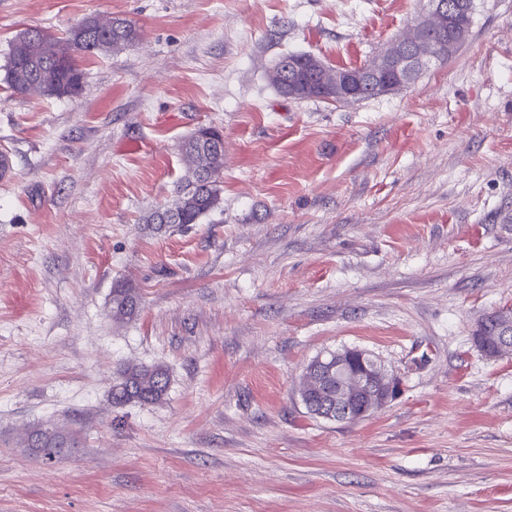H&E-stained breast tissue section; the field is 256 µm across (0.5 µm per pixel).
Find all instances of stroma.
Returning a JSON list of instances; mask_svg holds the SVG:
<instances>
[{
	"mask_svg": "<svg viewBox=\"0 0 512 512\" xmlns=\"http://www.w3.org/2000/svg\"><path fill=\"white\" fill-rule=\"evenodd\" d=\"M426 0H0V512H512V354L473 329L512 311V0L408 87L291 100L288 53L369 62ZM141 41L83 58L76 98H21L10 43L85 17ZM224 132L222 203L156 227L183 142ZM135 315L113 321L116 282ZM364 350L401 393L328 421L298 386ZM163 365L156 405L112 402ZM77 429L45 464L29 431ZM168 384V372L162 365L127 364L119 369L113 380L112 402L116 405L131 402L153 405L162 401Z\"/></svg>",
	"mask_w": 512,
	"mask_h": 512,
	"instance_id": "35a3bbf8",
	"label": "stroma"
}]
</instances>
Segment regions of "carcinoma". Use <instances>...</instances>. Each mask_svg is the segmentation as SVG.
I'll use <instances>...</instances> for the list:
<instances>
[{
  "instance_id": "1",
  "label": "carcinoma",
  "mask_w": 512,
  "mask_h": 512,
  "mask_svg": "<svg viewBox=\"0 0 512 512\" xmlns=\"http://www.w3.org/2000/svg\"><path fill=\"white\" fill-rule=\"evenodd\" d=\"M140 30L131 21L112 16L91 15L71 28L66 36L55 37L41 29L20 32L8 53L7 80L11 91L23 97H78L83 90L84 72L78 59L118 52L135 45ZM427 53L448 54V34L438 30L420 37ZM316 57L308 53H289L274 66L270 79L281 95L288 94V79L301 84L297 100L320 99L323 90L336 84V77L347 69L314 65ZM189 175L177 199L162 206L147 219L149 224H196L221 202L224 170V136L216 127L198 129L184 145ZM138 294L126 284L112 288V319L123 321L134 316ZM169 384L162 365H126L119 369L112 384V402L116 405L138 403L153 405L164 398ZM79 444L78 433L71 429L39 427L29 433L25 447L52 462Z\"/></svg>"
}]
</instances>
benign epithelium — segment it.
<instances>
[{
    "label": "benign epithelium",
    "instance_id": "1",
    "mask_svg": "<svg viewBox=\"0 0 512 512\" xmlns=\"http://www.w3.org/2000/svg\"><path fill=\"white\" fill-rule=\"evenodd\" d=\"M427 10L419 16L416 28L434 26L449 29L448 48L464 34L459 19L468 15L472 0H427ZM442 56L423 57L410 45L365 73H350L336 82V94L328 100L352 95L365 84L406 87L430 64ZM399 380L357 348H344L322 354L305 368L299 396L307 410L326 420L351 421L384 407L399 394Z\"/></svg>",
    "mask_w": 512,
    "mask_h": 512
}]
</instances>
